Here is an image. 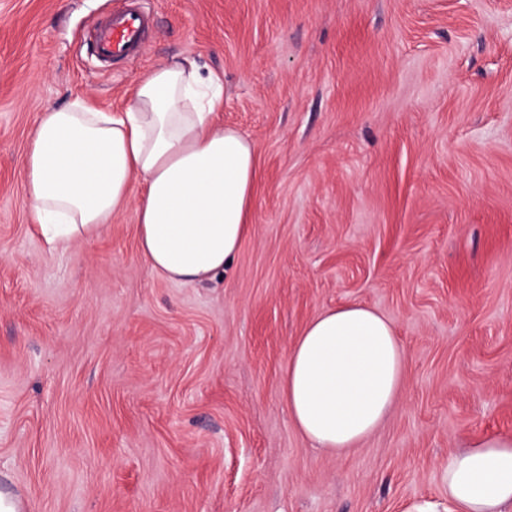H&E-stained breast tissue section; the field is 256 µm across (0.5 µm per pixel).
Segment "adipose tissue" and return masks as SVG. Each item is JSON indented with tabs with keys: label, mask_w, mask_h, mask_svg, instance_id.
I'll use <instances>...</instances> for the list:
<instances>
[{
	"label": "adipose tissue",
	"mask_w": 512,
	"mask_h": 512,
	"mask_svg": "<svg viewBox=\"0 0 512 512\" xmlns=\"http://www.w3.org/2000/svg\"><path fill=\"white\" fill-rule=\"evenodd\" d=\"M220 80L173 58L138 78L124 106L86 99L44 108L19 167L36 225L53 245L99 234L133 210L141 254L159 277L214 280L251 230L254 142L218 118ZM409 357L394 322L360 304L325 310L292 346L281 394L314 447H356L396 405ZM446 498L403 512H512V434L469 440L442 465Z\"/></svg>",
	"instance_id": "adipose-tissue-1"
}]
</instances>
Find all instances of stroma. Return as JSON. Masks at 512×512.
Returning <instances> with one entry per match:
<instances>
[{"label":"stroma","mask_w":512,"mask_h":512,"mask_svg":"<svg viewBox=\"0 0 512 512\" xmlns=\"http://www.w3.org/2000/svg\"><path fill=\"white\" fill-rule=\"evenodd\" d=\"M0 0V479L21 512H402L466 439L512 432V0ZM221 77L259 155L249 236L205 285L157 277L133 212L53 249L17 169L40 112L119 109L175 57ZM391 318L399 400L331 455L280 382L323 310ZM151 23V16L131 3L97 29L92 41L95 56L105 62L139 59Z\"/></svg>","instance_id":"stroma-1"}]
</instances>
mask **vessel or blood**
<instances>
[{
	"mask_svg": "<svg viewBox=\"0 0 512 512\" xmlns=\"http://www.w3.org/2000/svg\"><path fill=\"white\" fill-rule=\"evenodd\" d=\"M151 23V16L134 2L125 10L113 14L93 37L96 57L105 62L139 59Z\"/></svg>",
	"mask_w": 512,
	"mask_h": 512,
	"instance_id": "b4317fda",
	"label": "vessel or blood"
}]
</instances>
